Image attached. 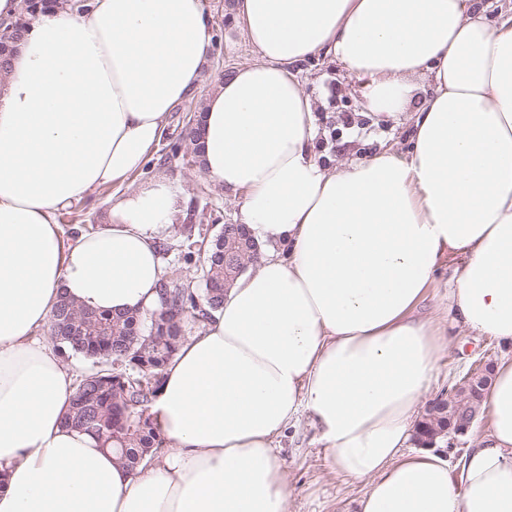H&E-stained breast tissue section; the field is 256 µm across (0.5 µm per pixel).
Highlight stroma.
<instances>
[{"mask_svg": "<svg viewBox=\"0 0 512 512\" xmlns=\"http://www.w3.org/2000/svg\"><path fill=\"white\" fill-rule=\"evenodd\" d=\"M301 81L307 91H316L322 85L328 92L326 105L319 114L323 133L315 147L324 164L334 166L370 156L384 146L407 148L412 135L410 124L373 125L371 116L362 112L358 99L350 96L353 81L338 64L326 58L311 60L303 67ZM188 115L184 106L172 114L163 146L155 149L144 166L129 177L124 188L135 191L159 178L177 179L185 188L187 203L206 206L207 224L233 221L235 205L232 196L212 189L198 164H170L163 160L165 145L182 139ZM160 238L165 245L161 254L164 266L181 265L186 286L194 291L201 289L200 263L184 265L180 262L185 238L183 224L162 232ZM502 351V346L493 337L457 331L437 362L436 381L429 392L430 397L448 391L474 361L496 359ZM278 444L290 490L288 512H352L362 486L337 478L330 470L319 434L308 417H301L297 425L288 428Z\"/></svg>", "mask_w": 512, "mask_h": 512, "instance_id": "1", "label": "stroma"}]
</instances>
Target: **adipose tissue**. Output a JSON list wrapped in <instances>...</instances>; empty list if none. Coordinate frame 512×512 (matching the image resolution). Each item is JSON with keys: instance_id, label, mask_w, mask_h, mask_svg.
<instances>
[{"instance_id": "ef3b65f1", "label": "adipose tissue", "mask_w": 512, "mask_h": 512, "mask_svg": "<svg viewBox=\"0 0 512 512\" xmlns=\"http://www.w3.org/2000/svg\"><path fill=\"white\" fill-rule=\"evenodd\" d=\"M487 11L229 0L224 47L252 58L217 79L204 0L26 14L0 70V512H288L276 441L304 413L330 470L363 484L355 512H512V14ZM317 56L357 81L364 112L410 120L408 150L320 161L321 101L299 78ZM199 90L200 170L263 251L165 367L152 410L168 449L133 471L67 426L75 374L48 332L65 298L156 306L159 235L184 188L122 186ZM107 187L103 223L65 235L58 216ZM458 254L445 317H419ZM452 326L507 348L458 489L415 445Z\"/></svg>"}]
</instances>
